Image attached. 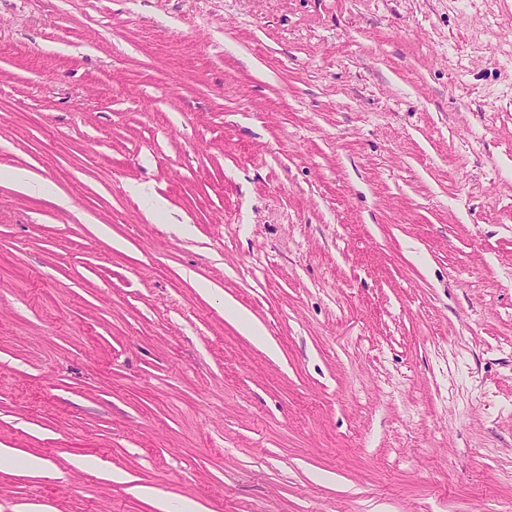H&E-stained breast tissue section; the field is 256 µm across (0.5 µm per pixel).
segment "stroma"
<instances>
[{
    "instance_id": "1",
    "label": "stroma",
    "mask_w": 512,
    "mask_h": 512,
    "mask_svg": "<svg viewBox=\"0 0 512 512\" xmlns=\"http://www.w3.org/2000/svg\"><path fill=\"white\" fill-rule=\"evenodd\" d=\"M1 168L0 512H512V0H0Z\"/></svg>"
}]
</instances>
